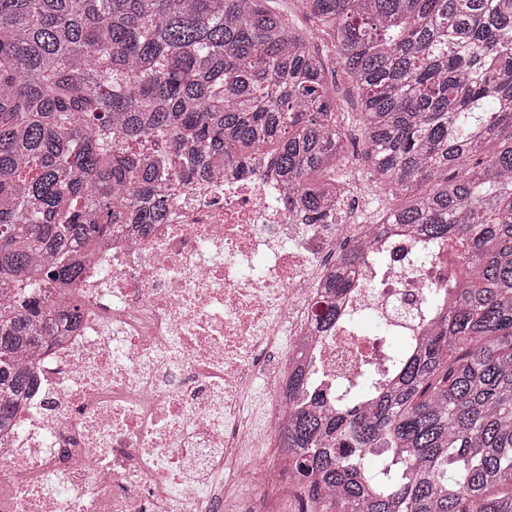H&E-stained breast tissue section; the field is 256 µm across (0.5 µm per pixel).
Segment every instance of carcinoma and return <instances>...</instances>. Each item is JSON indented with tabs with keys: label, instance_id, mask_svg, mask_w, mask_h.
<instances>
[{
	"label": "carcinoma",
	"instance_id": "obj_1",
	"mask_svg": "<svg viewBox=\"0 0 512 512\" xmlns=\"http://www.w3.org/2000/svg\"><path fill=\"white\" fill-rule=\"evenodd\" d=\"M0 0V433L34 349L112 229L164 219L160 180L267 168L314 224L347 192L336 69L360 94L383 223L463 247L395 377L279 432L325 512H512V0ZM467 167V176L453 171ZM341 256L318 321L336 320Z\"/></svg>",
	"mask_w": 512,
	"mask_h": 512
}]
</instances>
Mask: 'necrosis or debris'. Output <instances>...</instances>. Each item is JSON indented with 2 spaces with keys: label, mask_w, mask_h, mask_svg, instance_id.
<instances>
[{
  "label": "necrosis or debris",
  "mask_w": 512,
  "mask_h": 512,
  "mask_svg": "<svg viewBox=\"0 0 512 512\" xmlns=\"http://www.w3.org/2000/svg\"><path fill=\"white\" fill-rule=\"evenodd\" d=\"M283 195L260 177L211 180L148 234L102 241L75 285L80 322L39 349L33 391L0 440V512H269L299 495L284 458L249 469L238 449L258 422L275 447L320 384L366 396L387 367L384 337L427 336L425 293L456 276L459 250L426 259L396 226L304 224ZM356 245L336 322L320 327L329 269ZM298 370L312 381L292 403Z\"/></svg>",
  "instance_id": "necrosis-or-debris-1"
}]
</instances>
